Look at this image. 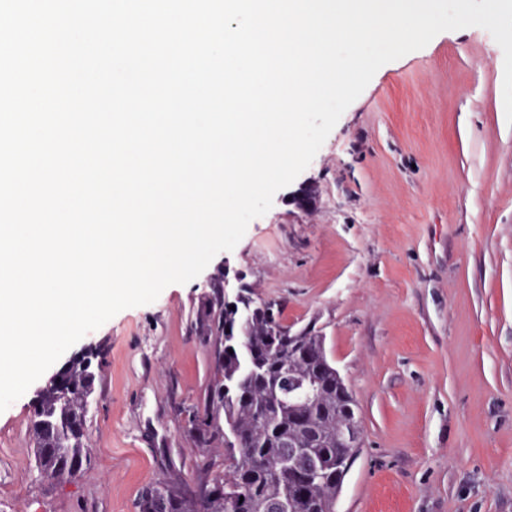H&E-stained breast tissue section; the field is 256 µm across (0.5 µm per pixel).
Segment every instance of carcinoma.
<instances>
[{"label": "carcinoma", "mask_w": 512, "mask_h": 512, "mask_svg": "<svg viewBox=\"0 0 512 512\" xmlns=\"http://www.w3.org/2000/svg\"><path fill=\"white\" fill-rule=\"evenodd\" d=\"M199 332L224 355L213 366L202 403L189 415L186 433L203 458L201 512H260L284 501L296 512H336V498L357 451L347 457L337 436L354 398L326 356L324 337L302 330L288 345V327L275 305L252 298L228 301L224 278L196 310ZM64 388L46 387L31 419L37 468L63 481L88 461L86 416L98 378L91 357L62 369ZM245 442L238 448L228 442ZM314 459L317 473L296 485L288 473V442ZM182 482L163 479L140 495L139 512H195Z\"/></svg>", "instance_id": "obj_1"}]
</instances>
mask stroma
Masks as SVG:
<instances>
[{
  "label": "stroma",
  "instance_id": "35a3bbf8",
  "mask_svg": "<svg viewBox=\"0 0 512 512\" xmlns=\"http://www.w3.org/2000/svg\"><path fill=\"white\" fill-rule=\"evenodd\" d=\"M311 182L314 213L293 217ZM226 270L292 330L315 325L353 395L361 448L336 512H512V126L487 30L379 68L232 251L62 355L98 353L74 478L35 466L45 379L0 412V512H138L165 462L197 484L185 422L213 360L195 312Z\"/></svg>",
  "mask_w": 512,
  "mask_h": 512
}]
</instances>
